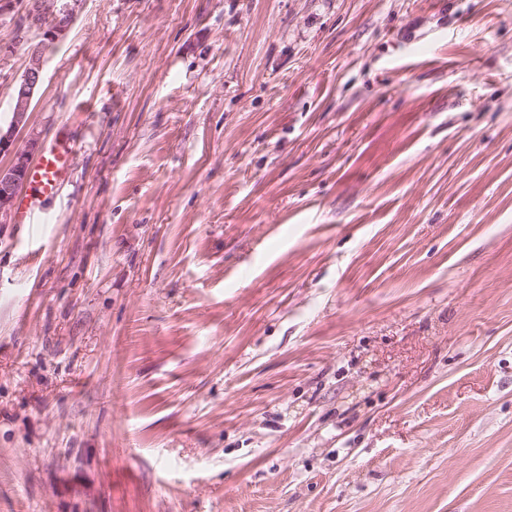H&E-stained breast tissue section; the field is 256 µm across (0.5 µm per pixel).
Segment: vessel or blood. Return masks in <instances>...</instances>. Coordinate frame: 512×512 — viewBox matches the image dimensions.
Masks as SVG:
<instances>
[{"mask_svg":"<svg viewBox=\"0 0 512 512\" xmlns=\"http://www.w3.org/2000/svg\"><path fill=\"white\" fill-rule=\"evenodd\" d=\"M71 151L70 145L55 143L36 161L31 179L32 192L27 195L22 205L21 216L26 223L36 222L40 217L42 201L57 193L66 178Z\"/></svg>","mask_w":512,"mask_h":512,"instance_id":"obj_1","label":"vessel or blood"}]
</instances>
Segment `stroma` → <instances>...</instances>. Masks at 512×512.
<instances>
[{
    "mask_svg": "<svg viewBox=\"0 0 512 512\" xmlns=\"http://www.w3.org/2000/svg\"><path fill=\"white\" fill-rule=\"evenodd\" d=\"M56 6L0 512H512V0ZM71 151L70 144H52L34 164L30 187L34 194H28L22 205L21 216L26 224H34L39 219L41 203L59 190L67 175Z\"/></svg>",
    "mask_w": 512,
    "mask_h": 512,
    "instance_id": "stroma-1",
    "label": "stroma"
}]
</instances>
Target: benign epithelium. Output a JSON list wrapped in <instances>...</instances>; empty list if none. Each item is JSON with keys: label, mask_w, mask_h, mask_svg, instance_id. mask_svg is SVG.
<instances>
[{"label": "benign epithelium", "mask_w": 512, "mask_h": 512, "mask_svg": "<svg viewBox=\"0 0 512 512\" xmlns=\"http://www.w3.org/2000/svg\"><path fill=\"white\" fill-rule=\"evenodd\" d=\"M53 0H36L29 12L30 26L43 31L45 40L53 43L65 36L72 22L67 11H55ZM44 46L41 44L27 48L28 63L17 82L13 97L12 118L7 128L0 127V154L11 156L8 167H0V224L6 223L19 191L25 186L30 175V165L34 156L41 152L38 137H29L24 146H16V131L25 125L34 94L43 80Z\"/></svg>", "instance_id": "7a95c632"}]
</instances>
